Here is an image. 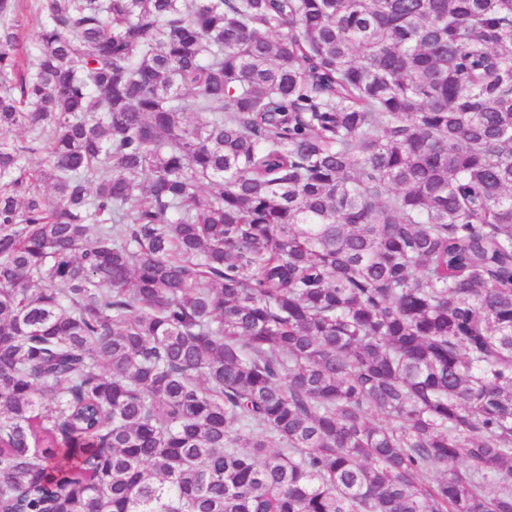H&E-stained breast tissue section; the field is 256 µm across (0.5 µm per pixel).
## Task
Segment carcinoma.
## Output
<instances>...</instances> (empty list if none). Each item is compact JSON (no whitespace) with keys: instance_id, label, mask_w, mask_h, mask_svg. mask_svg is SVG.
<instances>
[{"instance_id":"obj_1","label":"carcinoma","mask_w":512,"mask_h":512,"mask_svg":"<svg viewBox=\"0 0 512 512\" xmlns=\"http://www.w3.org/2000/svg\"><path fill=\"white\" fill-rule=\"evenodd\" d=\"M21 2L0 512H512V0Z\"/></svg>"}]
</instances>
